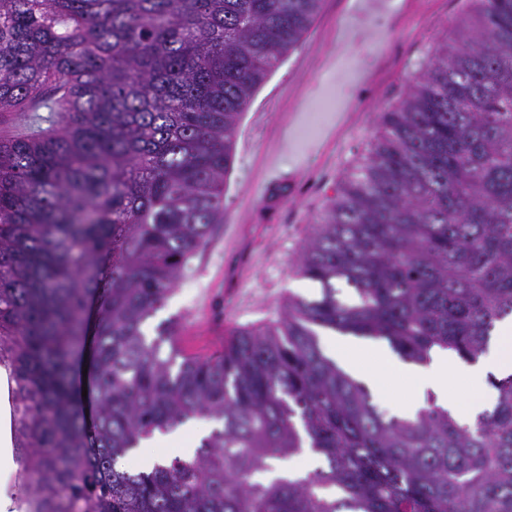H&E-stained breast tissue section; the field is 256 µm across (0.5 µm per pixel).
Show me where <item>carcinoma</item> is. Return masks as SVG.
Segmentation results:
<instances>
[{
	"label": "carcinoma",
	"instance_id": "1",
	"mask_svg": "<svg viewBox=\"0 0 512 512\" xmlns=\"http://www.w3.org/2000/svg\"><path fill=\"white\" fill-rule=\"evenodd\" d=\"M468 3L303 246L321 297L290 296L200 357L174 321L150 339L143 325L224 221L242 113L321 0H0V113H29L0 137L18 512H512V375L470 428L431 399L399 418L319 343L474 360L512 316V0ZM91 299L87 412L74 368ZM197 417L217 427L193 455L118 466ZM306 448L322 467L257 478Z\"/></svg>",
	"mask_w": 512,
	"mask_h": 512
}]
</instances>
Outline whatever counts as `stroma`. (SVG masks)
<instances>
[{
    "label": "stroma",
    "instance_id": "1",
    "mask_svg": "<svg viewBox=\"0 0 512 512\" xmlns=\"http://www.w3.org/2000/svg\"><path fill=\"white\" fill-rule=\"evenodd\" d=\"M465 4L408 0L361 23L355 0H322L303 42L243 113L234 162L224 178V221L193 261L192 272L145 322L147 336L174 317L179 336L187 340L186 352L209 355L211 337L276 322L288 295L320 297V284L296 273L300 251L338 184L372 141L379 110L406 92L420 62L449 39L450 23ZM352 24L357 40L347 54L353 58L366 51L376 27H388L392 37L378 54L376 75L358 85L340 121L331 107L336 90L332 60L339 34ZM297 164L303 173L295 180L291 173ZM214 426L206 418L190 420L156 443H142L123 464L141 469L157 458L194 454ZM19 483L6 378L0 375V512H11Z\"/></svg>",
    "mask_w": 512,
    "mask_h": 512
}]
</instances>
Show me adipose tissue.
Listing matches in <instances>:
<instances>
[{"label":"adipose tissue","mask_w":512,"mask_h":512,"mask_svg":"<svg viewBox=\"0 0 512 512\" xmlns=\"http://www.w3.org/2000/svg\"><path fill=\"white\" fill-rule=\"evenodd\" d=\"M329 346L344 370L369 388L382 390L390 377L410 381L415 389L414 398L398 404L399 413L405 417L414 416L430 395L461 425H474L489 408L494 393L491 379L512 375V317L498 323L486 352L473 361L436 348L428 362H408L381 343L345 336L330 339ZM459 379L470 389V399L462 400L449 392V383Z\"/></svg>","instance_id":"adipose-tissue-1"}]
</instances>
